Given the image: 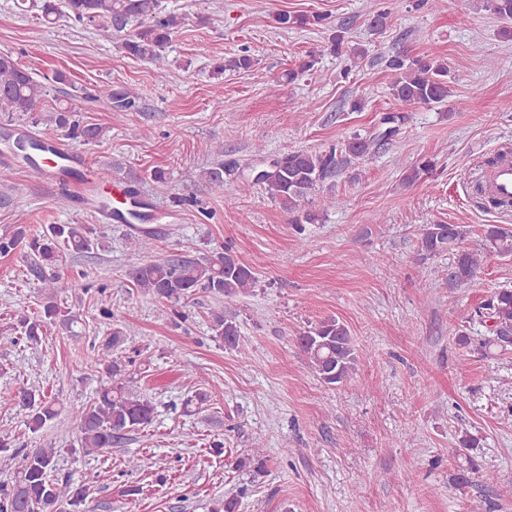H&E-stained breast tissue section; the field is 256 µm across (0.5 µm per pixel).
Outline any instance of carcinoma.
<instances>
[{"label":"carcinoma","instance_id":"1","mask_svg":"<svg viewBox=\"0 0 512 512\" xmlns=\"http://www.w3.org/2000/svg\"><path fill=\"white\" fill-rule=\"evenodd\" d=\"M15 7L22 12L40 9L41 19L53 23L54 17L65 16L69 20L93 28L104 41L112 40L113 33L127 32L121 43L124 51L161 69L166 65L164 51L184 18L166 10L162 0H61L56 6L52 0H15ZM485 8L500 19L512 21V0H485ZM321 14L278 13V27L288 30L295 27L321 25ZM134 26L132 31L127 27ZM387 67L393 72L391 94L404 105L442 104L448 102L451 89L448 85V65L436 58H408L398 53L388 59ZM48 87L34 77V73L19 63L9 52H0V112H19L32 122L39 105L47 96ZM96 101H104L117 112H127L137 107V93L133 90L114 91L109 87L92 95ZM405 116L392 114L381 119L378 131L361 135L356 133L343 143L331 144L313 153L294 151L272 159L260 174H241L238 180L242 190L257 184L279 207L293 215L298 235L304 234L302 224H312L316 215L305 210L308 197L330 184L336 175L350 165L370 160L388 141L398 134L399 124ZM50 121L64 136L85 141L98 140L103 136L100 126L86 124L72 106L61 104L55 109ZM434 164L424 160L409 168L403 183L411 185L426 179ZM224 168L219 165L204 172L210 189L215 193L224 190ZM114 168L106 165L93 172L92 183L102 208L118 219L130 216L143 220L145 214L136 210L128 213L112 209L104 196V188L112 185ZM421 251L428 256L445 252L454 254V263L448 270V286L460 288L471 284L487 255L501 258L512 257V231L496 224L483 229V243L479 250L461 246L463 232L454 224H425L419 230ZM27 243L33 260V271L43 282L42 310L32 314L19 313L0 328V341L17 345L22 340L34 345L52 326L65 329L75 323L74 307L80 297L73 293L70 280L59 275L46 276L44 270L60 261V252L67 249L82 253L93 249L97 242L91 237V229L84 224H49L41 232L30 236L27 225L15 224L13 230L0 234V255L12 253L19 244ZM135 252L156 247V236L148 228H142L130 240ZM133 286L163 303L161 316L179 318L182 312L176 308L194 292L202 288L216 296H224V305L233 303L238 296L256 285L257 277L252 266L237 258L232 248L212 256L201 258H173L134 265L128 272ZM216 335L230 349L239 345L240 331L235 314L224 309L212 314ZM468 322L488 326L489 335L477 338L461 332L457 343L463 348L497 347L503 351L512 347V289L499 288L476 308ZM297 348L317 379L329 388L343 384L353 376L363 357L353 343L347 326L335 317L325 318L303 331L296 338ZM86 366L95 372L103 371L108 381L96 391L93 401L70 411L68 420L75 433V446L71 452L85 456L100 454L119 443L132 431L148 426L153 419L154 407L125 377L122 364L117 358L104 353L91 355ZM19 409L24 411V425L36 433L58 416L57 401L37 388H20L14 395ZM480 439L468 432L459 439L456 455L465 459L452 478L454 485L463 490L473 483V476L481 474L471 451L479 447ZM250 457L238 458L235 468L250 464L255 469L264 467L262 441L255 439ZM60 449L52 447L27 448L16 446L8 438H0V471L9 478L0 482V512H82L86 490L73 485L71 480L55 478L56 457ZM241 494L213 502L210 512H238Z\"/></svg>","mask_w":512,"mask_h":512}]
</instances>
